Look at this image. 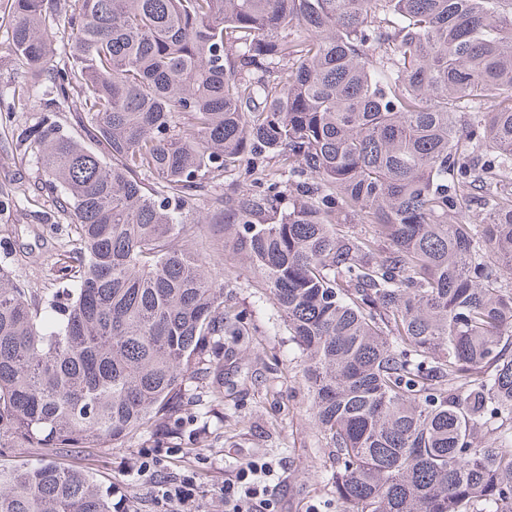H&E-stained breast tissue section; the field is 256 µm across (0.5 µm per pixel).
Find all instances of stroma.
Returning a JSON list of instances; mask_svg holds the SVG:
<instances>
[{"mask_svg": "<svg viewBox=\"0 0 512 512\" xmlns=\"http://www.w3.org/2000/svg\"><path fill=\"white\" fill-rule=\"evenodd\" d=\"M10 17L0 4V184L22 185L23 194L0 202V265L35 288L51 285V246L66 218L54 193L40 189L35 146L16 140L13 126L34 121L42 97H23L28 80L11 49ZM224 275V307L235 315L224 333V400L204 402L197 422L174 448L154 447L143 432L102 448H77L69 464L90 468L114 491L118 512H164L158 487L196 480L186 512H224L222 489L253 462L272 466L261 479L273 512H343L330 479L333 462L322 448L302 377L303 357L261 278L231 252L214 255Z\"/></svg>", "mask_w": 512, "mask_h": 512, "instance_id": "1", "label": "stroma"}]
</instances>
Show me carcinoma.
<instances>
[{
	"label": "carcinoma",
	"mask_w": 512,
	"mask_h": 512,
	"mask_svg": "<svg viewBox=\"0 0 512 512\" xmlns=\"http://www.w3.org/2000/svg\"><path fill=\"white\" fill-rule=\"evenodd\" d=\"M77 2L55 64L66 3L9 5L26 93H54L21 139L69 224L54 287L0 265V457L189 432L198 390L224 398L230 250L305 357L345 512H512V0ZM248 160L212 241L182 211ZM0 512L112 490L0 465Z\"/></svg>",
	"instance_id": "carcinoma-1"
}]
</instances>
